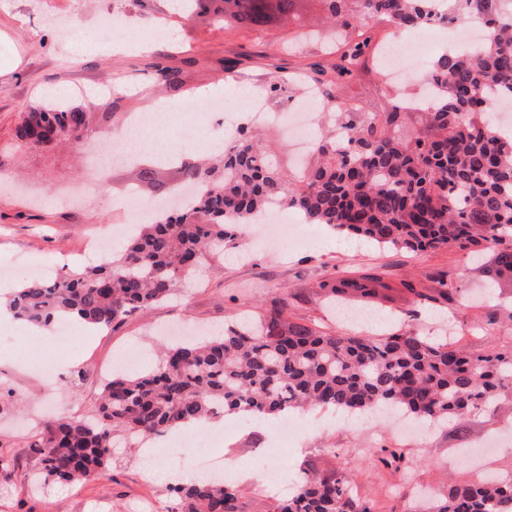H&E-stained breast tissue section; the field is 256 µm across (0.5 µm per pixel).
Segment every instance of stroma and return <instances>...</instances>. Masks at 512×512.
I'll return each mask as SVG.
<instances>
[{
    "label": "stroma",
    "instance_id": "1",
    "mask_svg": "<svg viewBox=\"0 0 512 512\" xmlns=\"http://www.w3.org/2000/svg\"><path fill=\"white\" fill-rule=\"evenodd\" d=\"M113 7L124 10L134 26L153 31V39L128 50L126 41L98 24L99 15ZM321 14L320 0H305L301 23L252 30L184 23L176 0H0V265L13 267L12 279L1 282L0 290L27 281L32 265L58 276L95 261L96 253L84 249L86 241L130 219L122 198L137 180L135 169L113 168L91 187L88 155L80 147L18 143L22 112L47 102V87L63 86L70 103L86 107L95 134L119 131L158 99L173 101L166 130L192 149L204 138L223 137L252 98L264 97L273 114L283 111L297 91L270 94L266 88L275 76L300 70H323L319 89L329 103L355 100L365 111H383L401 89L382 76L375 56L340 85L333 71L339 48L303 38L302 28H316ZM59 16L74 19L84 38L112 43L114 52L71 55L69 40L48 25ZM164 69L177 71L178 89L164 84ZM73 193L81 196L77 204H58V197ZM273 234L265 228L263 237L225 251L181 292L117 328L74 332L68 351L56 361L58 382L47 381L37 369L48 347L19 323L0 322V458L8 462L0 468V512H84L98 501L108 512H133L142 499L150 501L152 512H174L168 482L148 474L153 467L166 469V461L146 464L136 444L113 449L97 479L38 492L31 489L37 457L28 446L48 420L90 415L103 382L99 366L130 348L149 364L162 330L170 326L218 333L235 320L269 314L282 302L290 321L340 335L413 329L435 338L439 318L449 314L456 341L469 353L512 347V328L493 321L496 304L512 303V290L473 303L483 277L471 251L381 249L330 235L318 224L311 225L313 241L304 248L271 245ZM364 275L381 281L376 302L386 311L384 324L336 318L319 288L325 280ZM448 279L458 287L449 297L439 292ZM421 291L431 295L430 303L419 302ZM297 420L292 439L279 445L272 442L276 420L257 431L252 420L241 418L225 423L223 441L210 444V454L228 465L252 461L253 474L236 476L228 469L222 476L239 488L246 512H269L276 498L313 473L348 472L372 512H414L426 499L446 497L454 484L512 476V402L495 414L464 417L423 433L384 414L370 420L310 409ZM386 448L402 453L399 467L381 462Z\"/></svg>",
    "mask_w": 512,
    "mask_h": 512
}]
</instances>
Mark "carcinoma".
I'll return each mask as SVG.
<instances>
[{
    "label": "carcinoma",
    "mask_w": 512,
    "mask_h": 512,
    "mask_svg": "<svg viewBox=\"0 0 512 512\" xmlns=\"http://www.w3.org/2000/svg\"><path fill=\"white\" fill-rule=\"evenodd\" d=\"M186 21L225 27H266L289 19L299 0H179ZM433 0H321L323 24L345 39L336 79L350 76L368 44L355 37L376 21L412 30L431 21ZM455 21L481 17L488 38L470 53L446 52L430 67L434 108L417 111L422 129L405 132L397 106L385 112L336 111V134L317 139L301 169L286 174L247 126L220 155L221 166L192 158L178 184L196 185L191 204L139 225L124 251L53 280L21 284L9 298L15 316L50 329L63 320L94 326L122 323L171 296L241 227L273 206L299 211L311 224L408 252L479 248L491 253L486 278L512 287V131L491 116L486 97L512 93V17L503 0H447ZM89 130L81 106L54 101L22 112L16 138L47 143L65 131L79 143ZM138 179L159 183L154 162ZM336 296L362 298L375 289L357 280L325 281ZM284 309L197 343L164 346L144 373L112 372L86 418L51 420L29 443L43 484L89 481L103 470L114 439L161 436L204 419L245 414L271 418L307 406L354 415L385 406L429 421L491 415L512 399V348L476 357L412 330L378 338L339 336L283 318ZM176 512H244L233 485L206 481L172 486ZM271 512H371L343 473L307 476ZM422 512H512V478L455 484Z\"/></svg>",
    "instance_id": "cac0c4a2"
}]
</instances>
